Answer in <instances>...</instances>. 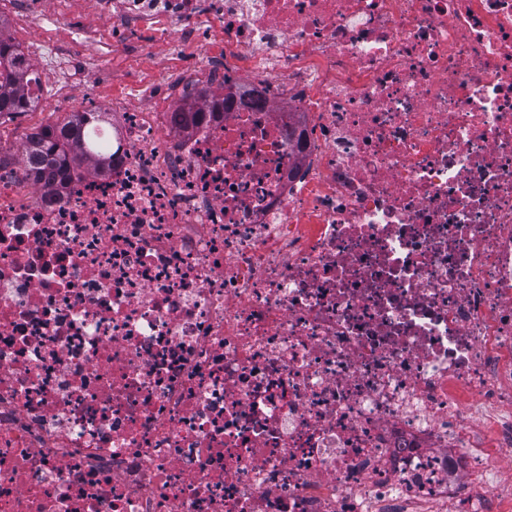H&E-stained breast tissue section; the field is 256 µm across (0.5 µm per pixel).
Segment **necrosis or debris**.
<instances>
[{
    "label": "necrosis or debris",
    "instance_id": "4bbe7bcc",
    "mask_svg": "<svg viewBox=\"0 0 512 512\" xmlns=\"http://www.w3.org/2000/svg\"><path fill=\"white\" fill-rule=\"evenodd\" d=\"M93 2L204 83L0 155V512H512V0Z\"/></svg>",
    "mask_w": 512,
    "mask_h": 512
}]
</instances>
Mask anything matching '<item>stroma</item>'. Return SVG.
I'll return each instance as SVG.
<instances>
[{
  "instance_id": "stroma-1",
  "label": "stroma",
  "mask_w": 512,
  "mask_h": 512,
  "mask_svg": "<svg viewBox=\"0 0 512 512\" xmlns=\"http://www.w3.org/2000/svg\"><path fill=\"white\" fill-rule=\"evenodd\" d=\"M46 12L34 42H22L42 76L43 92L36 106L46 123L69 116L75 103L96 109L102 102L152 83L154 61L171 72L184 68L176 44H158L140 34L116 43L112 27L98 20L84 0H45Z\"/></svg>"
}]
</instances>
